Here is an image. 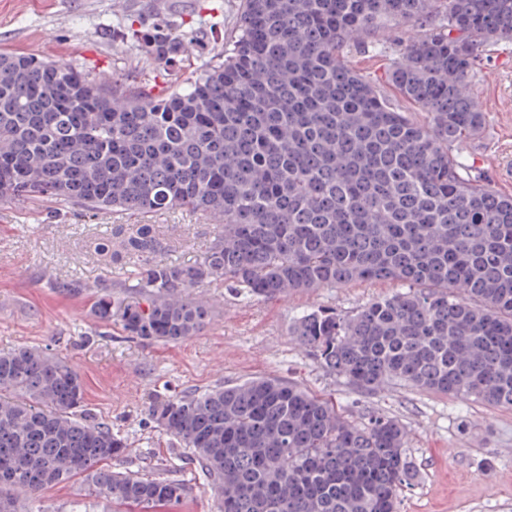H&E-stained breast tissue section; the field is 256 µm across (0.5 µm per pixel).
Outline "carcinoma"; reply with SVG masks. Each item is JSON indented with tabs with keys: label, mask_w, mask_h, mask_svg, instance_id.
<instances>
[{
	"label": "carcinoma",
	"mask_w": 512,
	"mask_h": 512,
	"mask_svg": "<svg viewBox=\"0 0 512 512\" xmlns=\"http://www.w3.org/2000/svg\"><path fill=\"white\" fill-rule=\"evenodd\" d=\"M400 23L415 32L394 37L386 79L424 124L348 59ZM125 40L160 61L181 47L161 27L129 24ZM503 41L512 0H244L224 60L161 95L3 50L0 203L190 207L223 222L204 263L186 267L160 260L151 225H130L135 290L99 289L94 313L145 341L196 335L210 309L181 293L217 278L265 299L397 281L404 290L353 311L304 313L291 336L361 391L409 386L512 409V196L452 153L484 128L470 86ZM150 412L209 475L216 512H399L416 476L398 420L352 423L277 377L161 399ZM123 448L89 419L66 360L35 347L0 354L8 512L19 495L76 476L124 512H162L188 495L177 481L102 465Z\"/></svg>",
	"instance_id": "1"
}]
</instances>
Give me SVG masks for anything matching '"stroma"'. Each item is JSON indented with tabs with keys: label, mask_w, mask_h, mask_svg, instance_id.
I'll list each match as a JSON object with an SVG mask.
<instances>
[{
	"label": "stroma",
	"mask_w": 512,
	"mask_h": 512,
	"mask_svg": "<svg viewBox=\"0 0 512 512\" xmlns=\"http://www.w3.org/2000/svg\"><path fill=\"white\" fill-rule=\"evenodd\" d=\"M241 0H0V50L33 53L157 89L195 78L223 57L225 32L240 16ZM167 22L185 36V49L164 71L126 45L127 23ZM395 43L367 38L349 60L374 80L382 95L397 99L386 81ZM471 89L485 114L479 136L460 141L457 153L473 160L499 193L512 196V42L491 47L475 69ZM118 224H150L167 244L165 261L201 263L221 233L218 223L188 209L159 213L90 214L79 206L57 208L30 201L0 204V352L22 346L50 348L80 373L84 403L107 423L126 448L113 468L184 483L189 494L168 512H214L207 475L187 449L159 430L153 401L192 390L274 376L331 395L337 408L359 421L378 412L398 419L408 434L407 454L417 479L404 492L400 512H512V410L463 402L411 387L361 392L327 373L293 341L295 320L317 307L353 310L396 291L390 282L321 288L268 300L222 281L191 289L206 302L208 324L177 343L130 338L119 324L102 325L93 313L94 287L128 293L136 282L135 258H112L111 230ZM79 280L82 294L60 292ZM86 482L20 497V512H70L84 499Z\"/></svg>",
	"instance_id": "35a3bbf8"
}]
</instances>
